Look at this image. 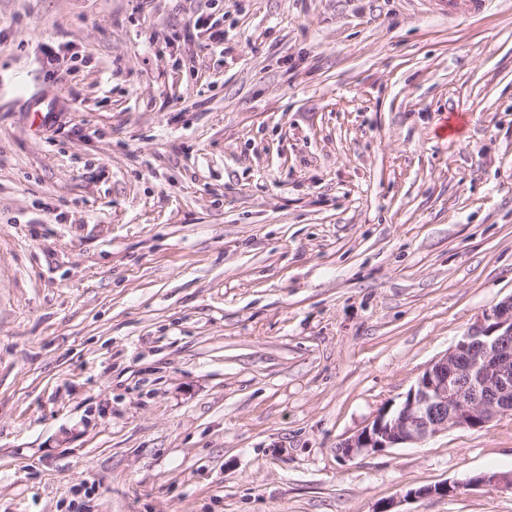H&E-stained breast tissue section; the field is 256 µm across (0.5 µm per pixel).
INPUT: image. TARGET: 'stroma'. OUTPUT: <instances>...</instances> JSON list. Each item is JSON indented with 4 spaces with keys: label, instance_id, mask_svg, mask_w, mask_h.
<instances>
[{
    "label": "stroma",
    "instance_id": "1",
    "mask_svg": "<svg viewBox=\"0 0 512 512\" xmlns=\"http://www.w3.org/2000/svg\"><path fill=\"white\" fill-rule=\"evenodd\" d=\"M511 295L512 0H0V512H512L336 453Z\"/></svg>",
    "mask_w": 512,
    "mask_h": 512
}]
</instances>
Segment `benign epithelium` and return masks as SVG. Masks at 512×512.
<instances>
[{
	"label": "benign epithelium",
	"mask_w": 512,
	"mask_h": 512,
	"mask_svg": "<svg viewBox=\"0 0 512 512\" xmlns=\"http://www.w3.org/2000/svg\"><path fill=\"white\" fill-rule=\"evenodd\" d=\"M512 415V296L499 302L419 374L398 406H387L338 444L351 459L402 446H421L453 428L480 430ZM512 490V470L480 472L461 483L409 491V497L447 496L461 489Z\"/></svg>",
	"instance_id": "obj_1"
}]
</instances>
